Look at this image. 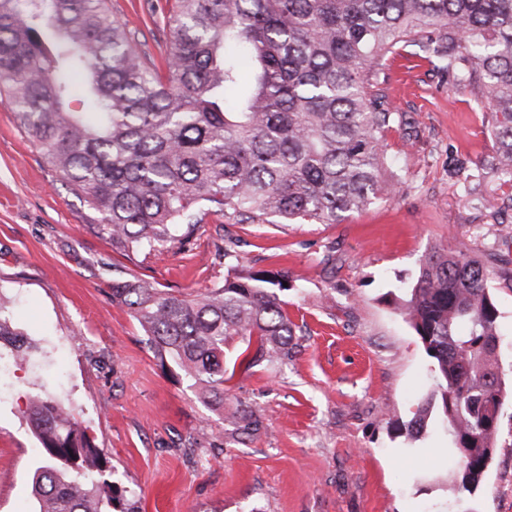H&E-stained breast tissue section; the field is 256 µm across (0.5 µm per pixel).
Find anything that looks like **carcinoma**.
<instances>
[{
	"instance_id": "carcinoma-1",
	"label": "carcinoma",
	"mask_w": 512,
	"mask_h": 512,
	"mask_svg": "<svg viewBox=\"0 0 512 512\" xmlns=\"http://www.w3.org/2000/svg\"><path fill=\"white\" fill-rule=\"evenodd\" d=\"M165 67L138 51L107 0H0V101L43 162L91 213L112 250L140 263L190 249L208 215L241 222L334 224L399 194L386 132L399 118L387 94L390 58L427 53L448 82L491 106L485 174L512 182V0H173ZM83 103L72 108L71 75ZM197 294L133 274L112 281L161 366L173 365L206 402L224 385L286 360L294 336L288 276L241 263ZM401 313L432 359L434 389L409 427L436 413L459 461L446 482L472 495L496 452L512 381L499 365L500 312L478 260L435 252ZM0 309V348L19 360ZM234 433L257 426L237 407ZM27 422L49 461L32 475L35 512H135L96 477L104 450L72 409L35 391Z\"/></svg>"
}]
</instances>
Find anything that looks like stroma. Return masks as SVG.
<instances>
[{"instance_id":"obj_1","label":"stroma","mask_w":512,"mask_h":512,"mask_svg":"<svg viewBox=\"0 0 512 512\" xmlns=\"http://www.w3.org/2000/svg\"><path fill=\"white\" fill-rule=\"evenodd\" d=\"M138 47L162 59L166 0H108ZM387 85L400 119L386 136L402 189L335 224L207 217L195 244L141 265L89 228V212L42 161L0 103V305L34 346L0 358V512H34L39 444L26 422L39 389L68 404L138 512H512V396L482 488L453 491L448 435L406 430L433 390L431 358L396 304L434 251L479 259L501 312V366L512 371V185L484 177L492 152L486 102L449 86L402 49ZM481 185L468 193V182ZM287 273L290 359L236 374L223 407L163 371L128 308L112 302L121 273L203 292L221 281L218 247ZM242 405L257 433L235 441L224 410Z\"/></svg>"}]
</instances>
